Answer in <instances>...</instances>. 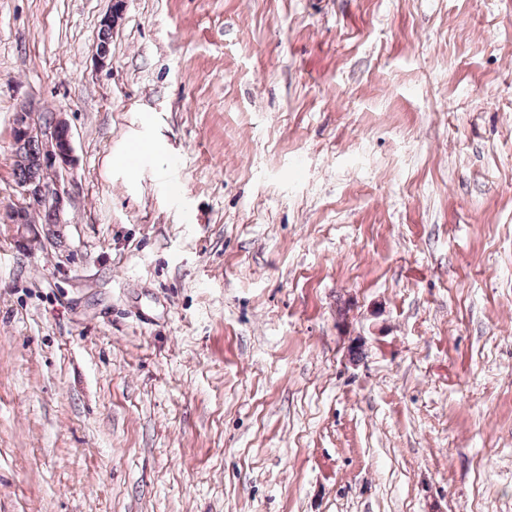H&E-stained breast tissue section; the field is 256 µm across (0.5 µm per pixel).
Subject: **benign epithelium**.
Masks as SVG:
<instances>
[{"label":"benign epithelium","instance_id":"1","mask_svg":"<svg viewBox=\"0 0 512 512\" xmlns=\"http://www.w3.org/2000/svg\"><path fill=\"white\" fill-rule=\"evenodd\" d=\"M64 125L66 122L58 118L47 125H42L37 122V115L24 106L15 113L14 134L23 141L31 136L39 140L43 145L42 163L49 167L52 181L47 184L29 182L19 187L23 202L6 213L4 223H24V211L32 205L46 207L58 216L63 213L70 193L68 189L61 186L58 177H60V171L68 169L73 157L71 132H66L64 145H58L59 129Z\"/></svg>","mask_w":512,"mask_h":512}]
</instances>
